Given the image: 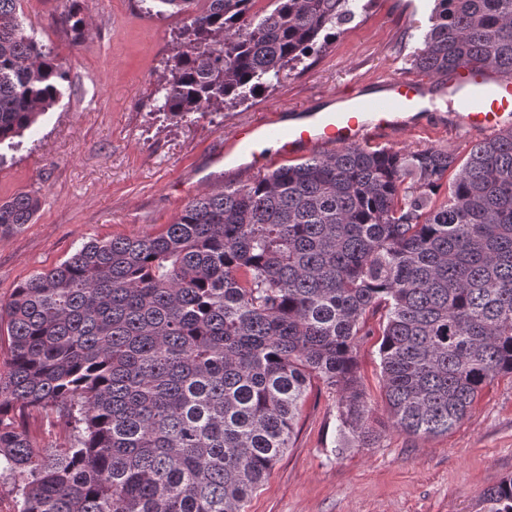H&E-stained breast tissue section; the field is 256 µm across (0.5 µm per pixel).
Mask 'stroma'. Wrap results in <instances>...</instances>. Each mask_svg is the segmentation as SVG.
I'll list each match as a JSON object with an SVG mask.
<instances>
[{
    "label": "stroma",
    "mask_w": 512,
    "mask_h": 512,
    "mask_svg": "<svg viewBox=\"0 0 512 512\" xmlns=\"http://www.w3.org/2000/svg\"><path fill=\"white\" fill-rule=\"evenodd\" d=\"M77 3L89 26L76 41L62 23L65 0H21L25 30L58 55L69 81L0 165V201L21 192L41 200L32 224L0 238L4 302L19 282L84 242L159 231L193 198L256 177L244 160L225 154L238 125L333 108L354 86L377 93L381 80L411 72L434 7V0H374L274 87L173 123L157 112L156 98L183 17L147 14L138 0ZM446 83L430 79L436 110L387 133L382 147L465 155L479 136L451 123ZM358 367L382 424L379 441L332 454L336 395L313 382L287 452L245 512H483L482 493L512 475V377L487 385L448 434L423 439L388 418L377 337L361 344Z\"/></svg>",
    "instance_id": "35a3bbf8"
}]
</instances>
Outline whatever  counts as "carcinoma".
Returning a JSON list of instances; mask_svg holds the SVG:
<instances>
[{
  "instance_id": "carcinoma-1",
  "label": "carcinoma",
  "mask_w": 512,
  "mask_h": 512,
  "mask_svg": "<svg viewBox=\"0 0 512 512\" xmlns=\"http://www.w3.org/2000/svg\"><path fill=\"white\" fill-rule=\"evenodd\" d=\"M0 0V145L62 95L67 71ZM140 0L184 14L160 88L181 122L242 103L321 52L372 0ZM414 69L512 75V0H435ZM76 36L87 22L72 9ZM38 196L0 202V236ZM382 312L379 326L371 323ZM380 336L393 426L448 434L512 375V128L462 160L343 146L185 204L157 232L92 239L0 302V477L17 512H244L290 447L312 381L336 393L331 452L379 433L360 344ZM69 432L43 448L30 413ZM512 512V475L483 495Z\"/></svg>"
}]
</instances>
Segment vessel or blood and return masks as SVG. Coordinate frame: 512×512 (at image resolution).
I'll return each instance as SVG.
<instances>
[{
  "label": "vessel or blood",
  "instance_id": "b4317fda",
  "mask_svg": "<svg viewBox=\"0 0 512 512\" xmlns=\"http://www.w3.org/2000/svg\"><path fill=\"white\" fill-rule=\"evenodd\" d=\"M383 86L382 97L370 99L354 91L347 95L344 109L309 113L300 124L271 121L242 126L232 137L231 149L253 161L273 164L327 144H366L372 136L398 126L400 114L415 108L425 93L422 79L407 73L386 78ZM448 99L456 110L457 127L488 133L512 126V77L491 68L463 66L452 72Z\"/></svg>",
  "mask_w": 512,
  "mask_h": 512
}]
</instances>
